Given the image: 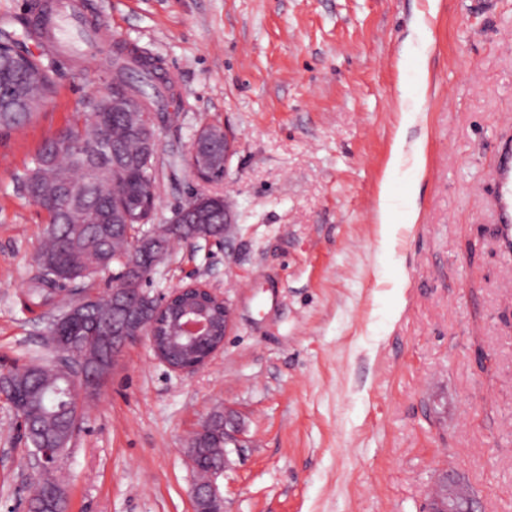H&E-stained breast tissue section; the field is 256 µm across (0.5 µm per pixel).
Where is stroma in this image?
Instances as JSON below:
<instances>
[{
    "label": "stroma",
    "instance_id": "obj_1",
    "mask_svg": "<svg viewBox=\"0 0 512 512\" xmlns=\"http://www.w3.org/2000/svg\"><path fill=\"white\" fill-rule=\"evenodd\" d=\"M83 2L174 79L154 223L196 192L231 203L224 243H175L146 287L207 283L233 318L192 374L121 352L54 472L69 512H194L186 448L224 408L244 439L224 512H430L443 477L512 512V257L482 195L512 131V0ZM53 61V99L0 131V369L51 358L59 314L28 297L48 217L22 177L112 92L111 49ZM207 124L239 147L204 185L183 155ZM400 138L422 169L392 166ZM383 193L419 212L388 243ZM30 450L0 398V512H28Z\"/></svg>",
    "mask_w": 512,
    "mask_h": 512
}]
</instances>
